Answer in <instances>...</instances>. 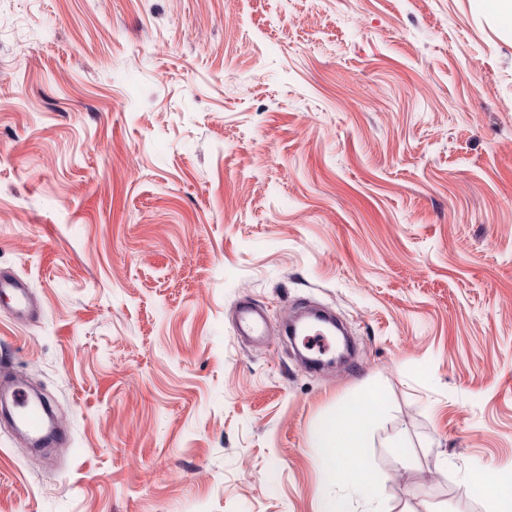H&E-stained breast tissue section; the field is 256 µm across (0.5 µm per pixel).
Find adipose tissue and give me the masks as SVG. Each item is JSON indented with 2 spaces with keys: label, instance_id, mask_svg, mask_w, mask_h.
Returning <instances> with one entry per match:
<instances>
[{
  "label": "adipose tissue",
  "instance_id": "1",
  "mask_svg": "<svg viewBox=\"0 0 512 512\" xmlns=\"http://www.w3.org/2000/svg\"><path fill=\"white\" fill-rule=\"evenodd\" d=\"M384 405L380 388L339 407L312 434L313 447L321 451L320 464L326 482L351 488L366 504V512H382V488L366 462L372 442L369 421Z\"/></svg>",
  "mask_w": 512,
  "mask_h": 512
}]
</instances>
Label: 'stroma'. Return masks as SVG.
<instances>
[{
    "label": "stroma",
    "mask_w": 512,
    "mask_h": 512,
    "mask_svg": "<svg viewBox=\"0 0 512 512\" xmlns=\"http://www.w3.org/2000/svg\"><path fill=\"white\" fill-rule=\"evenodd\" d=\"M0 512H320L310 435L376 386L385 512H488L512 467V22L493 0H0ZM343 315L316 374L283 338ZM403 447H394L395 439ZM0 296L12 300L11 309L20 319H31L37 313L26 281L10 271H0ZM236 333L238 336L262 338L269 334V322L265 312L249 302L237 306ZM14 406L20 433L32 439L47 437L45 418L48 407L44 401L35 402L24 389L17 388L14 391ZM503 472L504 471L499 470H486L478 473L472 472L466 475L469 481L484 487L486 501L491 505L493 512H510L512 510L511 493L509 501L503 500V495L498 484ZM507 503H509L508 509H506Z\"/></svg>",
    "instance_id": "obj_1"
}]
</instances>
